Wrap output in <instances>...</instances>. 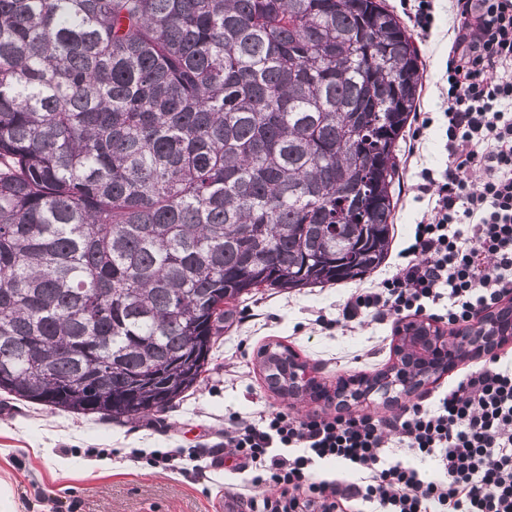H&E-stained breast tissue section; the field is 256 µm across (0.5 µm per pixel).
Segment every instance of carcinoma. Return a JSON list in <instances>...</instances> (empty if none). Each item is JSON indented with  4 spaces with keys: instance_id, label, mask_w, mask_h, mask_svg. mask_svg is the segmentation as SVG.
Segmentation results:
<instances>
[{
    "instance_id": "obj_1",
    "label": "carcinoma",
    "mask_w": 512,
    "mask_h": 512,
    "mask_svg": "<svg viewBox=\"0 0 512 512\" xmlns=\"http://www.w3.org/2000/svg\"><path fill=\"white\" fill-rule=\"evenodd\" d=\"M420 91L383 0H0V391L161 411L253 290L378 268Z\"/></svg>"
}]
</instances>
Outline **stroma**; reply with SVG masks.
<instances>
[{"label":"stroma","instance_id":"obj_1","mask_svg":"<svg viewBox=\"0 0 512 512\" xmlns=\"http://www.w3.org/2000/svg\"><path fill=\"white\" fill-rule=\"evenodd\" d=\"M431 32L413 29L423 61L419 109L439 112L447 91L446 62L452 19L448 0H435ZM412 127L398 146L394 238L386 261L355 283L330 288H263L237 306L234 322L219 337L203 381L176 405L133 422L66 414L5 399L0 394V482L8 498L0 512H231L247 495L250 472L231 461L185 456L188 448L224 442L225 421L257 422L262 411L285 408L304 417L326 403L274 393L258 362L260 347H290L317 380L335 387L339 378L376 374L394 361V319L324 328L356 288L390 277L398 268L412 224L424 203L412 189L420 168L446 159L444 128L434 123L411 160ZM155 450L181 452L179 467L153 465Z\"/></svg>","mask_w":512,"mask_h":512}]
</instances>
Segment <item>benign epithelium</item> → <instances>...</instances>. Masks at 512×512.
I'll use <instances>...</instances> for the list:
<instances>
[{"label":"benign epithelium","mask_w":512,"mask_h":512,"mask_svg":"<svg viewBox=\"0 0 512 512\" xmlns=\"http://www.w3.org/2000/svg\"><path fill=\"white\" fill-rule=\"evenodd\" d=\"M397 361L389 370L374 376L350 375L336 384L335 390L321 385L308 365L297 354L288 359V387L296 396L313 402H332L347 406L373 393L390 398L392 390L411 395L434 382L467 358L483 357L512 339V301L498 310L485 313L476 322L448 333L429 318H403L395 329Z\"/></svg>","instance_id":"benign-epithelium-1"}]
</instances>
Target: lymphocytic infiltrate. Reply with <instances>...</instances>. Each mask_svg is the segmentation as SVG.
Instances as JSON below:
<instances>
[{"label":"lymphocytic infiltrate","mask_w":512,"mask_h":512,"mask_svg":"<svg viewBox=\"0 0 512 512\" xmlns=\"http://www.w3.org/2000/svg\"><path fill=\"white\" fill-rule=\"evenodd\" d=\"M451 11L448 161L420 172L416 191L430 207L400 251L399 269L354 294L344 320L441 306L455 325L512 292V0H452ZM389 433L405 456L388 458ZM224 445L239 468L255 470L250 512H335L346 496L381 512H512V368L491 357L433 404L389 417L300 419L269 410L259 423L225 425ZM416 458L434 459L436 476L414 467ZM325 460L367 477H319L314 465Z\"/></svg>","instance_id":"obj_1"}]
</instances>
